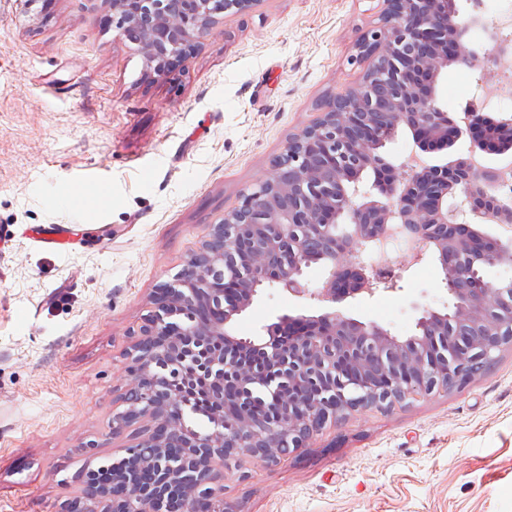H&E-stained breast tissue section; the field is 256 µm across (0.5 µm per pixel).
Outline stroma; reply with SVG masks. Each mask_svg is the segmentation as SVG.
Returning <instances> with one entry per match:
<instances>
[{
  "instance_id": "1",
  "label": "stroma",
  "mask_w": 512,
  "mask_h": 512,
  "mask_svg": "<svg viewBox=\"0 0 512 512\" xmlns=\"http://www.w3.org/2000/svg\"><path fill=\"white\" fill-rule=\"evenodd\" d=\"M383 0H259L215 24L164 79L113 27L107 0H0V512H61L115 461L109 433L122 353L157 285L264 180L289 138L364 73L357 43ZM451 64L441 107L498 99L493 44ZM102 187L72 209L60 186ZM66 239L44 247L43 225ZM400 290L346 299L345 317L411 335L449 298L433 259ZM318 305L263 284L241 337ZM233 512H512V349L460 387L337 420L287 461L241 456L224 479Z\"/></svg>"
}]
</instances>
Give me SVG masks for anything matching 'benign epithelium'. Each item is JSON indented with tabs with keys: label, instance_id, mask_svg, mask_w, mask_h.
<instances>
[{
	"label": "benign epithelium",
	"instance_id": "benign-epithelium-1",
	"mask_svg": "<svg viewBox=\"0 0 512 512\" xmlns=\"http://www.w3.org/2000/svg\"><path fill=\"white\" fill-rule=\"evenodd\" d=\"M260 0H110L112 23L137 44L154 76L190 41L208 33L220 14L237 15ZM382 23L360 39L362 80L329 99L321 115L282 154L289 176L272 163L269 176L224 211L180 276L155 288L152 313L124 353L128 380L112 434L138 423L141 434L114 463L112 489L88 479L80 500L61 512H224V477L246 453L273 466L327 424L352 411L391 407L465 383L471 365L487 369L512 348V280L492 283L484 269L512 266V237L492 238L483 224H511L500 201L497 168L474 167L481 154L512 157V118L489 125L470 104L463 118L438 105L435 81L450 63L473 66L465 42L478 14L458 20L455 0H383ZM401 127L425 151L461 137L470 156L430 166L418 155L398 166L380 148ZM380 175L370 185L361 173ZM408 228L413 245L382 265L364 260L366 244ZM328 267L316 288L302 281L311 255ZM443 270L452 304L422 307L415 334L392 335L346 318L336 304L379 287L426 257ZM323 306L318 316L284 315L258 340L233 333L265 282ZM296 326L283 345L284 327ZM475 336L469 352L456 336ZM200 378L222 406L200 433L186 425L188 375ZM265 399L274 412L259 416Z\"/></svg>",
	"mask_w": 512,
	"mask_h": 512
}]
</instances>
